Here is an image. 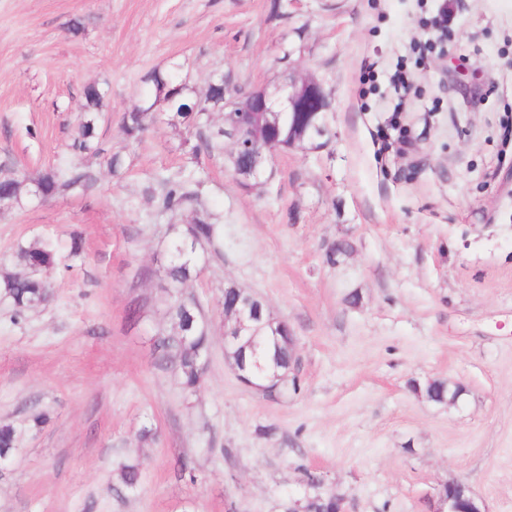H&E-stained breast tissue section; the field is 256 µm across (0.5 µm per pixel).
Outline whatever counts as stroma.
<instances>
[{"label":"stroma","mask_w":512,"mask_h":512,"mask_svg":"<svg viewBox=\"0 0 512 512\" xmlns=\"http://www.w3.org/2000/svg\"><path fill=\"white\" fill-rule=\"evenodd\" d=\"M440 6L289 0L276 17L271 0H0V166L77 161L98 176L0 212L1 272L20 271L18 244L57 245L48 303L19 316L0 301V423L17 430L0 512H285L312 475L347 512H430L451 480L512 512V0H453L441 43ZM292 64L329 96V140L278 153L253 190L223 158L193 156L191 127L160 123L132 144L120 132L152 70L178 69L200 96L216 73L274 88ZM93 83L104 152L77 157ZM186 168L224 216L222 256L184 288L212 337L192 393L154 339L170 328L169 226L193 214L158 215L148 194ZM339 240L351 251L328 261ZM230 283L292 329L288 391L245 387L225 358ZM414 379L462 393L438 404ZM133 457L140 484L115 495Z\"/></svg>","instance_id":"stroma-1"}]
</instances>
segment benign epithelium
I'll use <instances>...</instances> for the list:
<instances>
[{"label":"benign epithelium","instance_id":"1","mask_svg":"<svg viewBox=\"0 0 512 512\" xmlns=\"http://www.w3.org/2000/svg\"><path fill=\"white\" fill-rule=\"evenodd\" d=\"M224 121L246 132L244 138L231 143L232 157H246L243 172L249 182L259 183L266 174L276 153L303 143L306 135L321 138L328 133L327 125L319 117L329 110L327 95L321 83L297 69L288 83L270 92L265 88L254 91L244 100H224ZM239 293L231 305L224 306V345L253 342L256 325L268 327L266 339L275 344L287 338L294 340L288 323L256 312L259 303L241 298L245 291L237 286H226ZM238 379L246 386L271 393L288 385V374L276 375L268 384H257L248 375L246 367L235 366ZM448 495H439L433 512H486L482 503L470 493L465 483L457 480L446 483Z\"/></svg>","mask_w":512,"mask_h":512}]
</instances>
